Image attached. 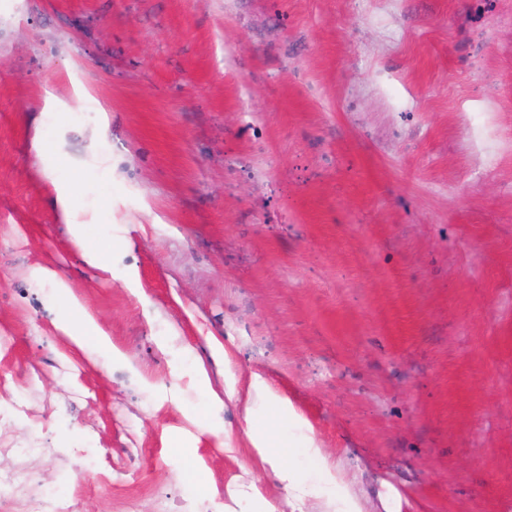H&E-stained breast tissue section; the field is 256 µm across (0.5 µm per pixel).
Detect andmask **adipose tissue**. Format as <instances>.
<instances>
[{"label":"adipose tissue","mask_w":512,"mask_h":512,"mask_svg":"<svg viewBox=\"0 0 512 512\" xmlns=\"http://www.w3.org/2000/svg\"><path fill=\"white\" fill-rule=\"evenodd\" d=\"M256 388L269 410V416L263 423L251 428L255 449L261 461L268 463L275 474L286 483L289 497L304 504L306 492L303 481L296 469L286 463L291 456V450L287 438L280 430L282 406L279 396L265 383H257Z\"/></svg>","instance_id":"obj_1"}]
</instances>
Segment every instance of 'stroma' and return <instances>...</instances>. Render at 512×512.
Listing matches in <instances>:
<instances>
[{"label":"stroma","instance_id":"stroma-1","mask_svg":"<svg viewBox=\"0 0 512 512\" xmlns=\"http://www.w3.org/2000/svg\"><path fill=\"white\" fill-rule=\"evenodd\" d=\"M255 374L315 502L512 512V0H0V434L74 512H293ZM73 181L66 185H56V203L68 219V224L72 225L73 236L81 245L84 244L83 224H77L71 218L75 214L76 209V188L75 185L83 179L82 172L79 167L72 165ZM60 296L65 301L68 311L67 317L61 324V328L75 344L79 346L89 344V339L92 337L97 346L109 349L113 356L120 354L119 351L112 347L108 336L94 325L82 321L77 307L72 304L70 305L62 295ZM255 387L259 391L258 396L264 400L269 409L268 418L260 425L251 427L255 449L261 461L268 463L275 474L287 484L288 496L300 505L299 512H332L312 507L303 508L306 499L303 481L296 469L289 463L292 451L291 448H288L287 438L280 430L282 406L279 402V395L264 382L257 381ZM287 458L288 467L284 463Z\"/></svg>","mask_w":512,"mask_h":512}]
</instances>
